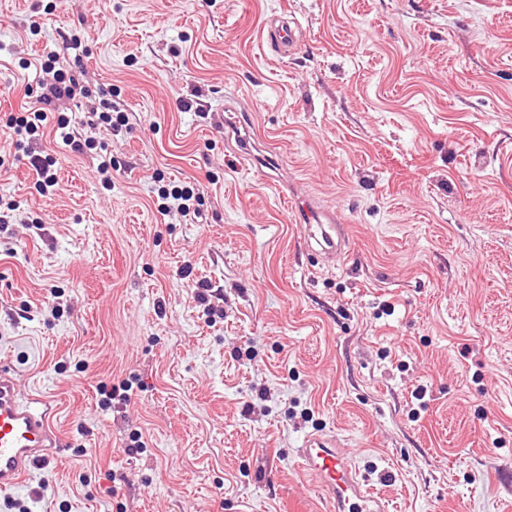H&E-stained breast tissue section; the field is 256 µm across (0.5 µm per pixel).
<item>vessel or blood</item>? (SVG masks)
<instances>
[{"label": "vessel or blood", "instance_id": "obj_1", "mask_svg": "<svg viewBox=\"0 0 512 512\" xmlns=\"http://www.w3.org/2000/svg\"><path fill=\"white\" fill-rule=\"evenodd\" d=\"M267 42L280 51L298 46V38L288 23L268 28ZM297 221L318 227L313 239L328 255L342 247V237L331 215L310 201L296 203ZM54 404L41 398L23 399L10 369L0 366V492L19 487L32 469L48 464L62 436L51 424ZM296 455L299 467L321 490L331 512H386L385 500L365 488L364 480L336 439L317 431L306 435Z\"/></svg>", "mask_w": 512, "mask_h": 512}]
</instances>
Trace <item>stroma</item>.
Masks as SVG:
<instances>
[{
    "mask_svg": "<svg viewBox=\"0 0 512 512\" xmlns=\"http://www.w3.org/2000/svg\"><path fill=\"white\" fill-rule=\"evenodd\" d=\"M284 18L288 57L263 40ZM71 29L87 105L128 127L78 128L106 188L46 125L42 194L7 119ZM163 183L195 218L159 212ZM0 198V362L67 443L0 512H328L295 455L316 430L388 512L512 505V0H0ZM99 110V111H98ZM112 112H117L115 117ZM98 124L103 125L105 130L112 135V130L118 132L123 126H126L127 120L122 111L116 110L112 105V100L102 99L99 101V107L96 108ZM243 122H244L245 125L241 124L240 121L236 120L235 118L233 120H229V122H227L226 126L228 127L229 131H228V133L226 135V141L228 142L229 139L234 135L236 144H237V146L239 148L238 154L245 155V156L251 158L252 161L256 164V163H258L260 161L257 158V156H255L252 153V151L248 148V143H249V137H248V134H249V128H248L249 119L244 117L243 118ZM239 126H242L243 132L245 133V135H242V132H241ZM297 223L317 224L318 233L310 236L317 246L328 255H335L341 251L342 237L335 224V218L319 210L309 200L295 204Z\"/></svg>",
    "mask_w": 512,
    "mask_h": 512,
    "instance_id": "35a3bbf8",
    "label": "stroma"
}]
</instances>
